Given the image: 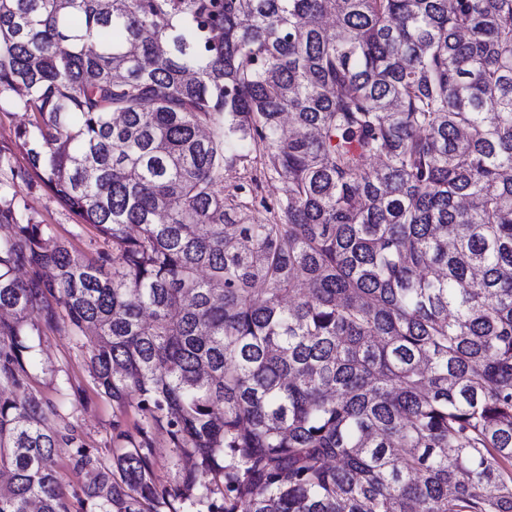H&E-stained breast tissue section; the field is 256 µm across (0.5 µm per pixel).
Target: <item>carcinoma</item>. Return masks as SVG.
<instances>
[{
	"instance_id": "cac0c4a2",
	"label": "carcinoma",
	"mask_w": 512,
	"mask_h": 512,
	"mask_svg": "<svg viewBox=\"0 0 512 512\" xmlns=\"http://www.w3.org/2000/svg\"><path fill=\"white\" fill-rule=\"evenodd\" d=\"M12 97L105 248L0 187V512H72L62 442L80 512H512V0H0ZM33 312L143 417L112 463L46 429ZM153 470L158 485L174 487L181 481L180 469L175 465L174 448L163 429L155 428L151 434ZM72 448L62 445L57 448L54 456L55 469L57 470L61 482V486L66 496L69 498L72 504V510L79 509L77 497L81 495L80 486L83 482L82 475L77 474L73 471L70 465V455Z\"/></svg>"
}]
</instances>
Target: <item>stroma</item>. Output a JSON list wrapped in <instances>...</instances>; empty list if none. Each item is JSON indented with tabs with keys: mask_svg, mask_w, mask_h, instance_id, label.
<instances>
[{
	"mask_svg": "<svg viewBox=\"0 0 512 512\" xmlns=\"http://www.w3.org/2000/svg\"><path fill=\"white\" fill-rule=\"evenodd\" d=\"M28 120V113L13 104H0V150L10 154L9 163L0 166V184L8 187L23 213L51 225L75 254L93 257L97 248L95 231L79 224L77 217L48 189L13 176L14 171L28 166L25 152L16 145V133ZM28 342L35 353L34 364L27 367L28 387L39 398L60 407L59 416L50 419V427L58 430L73 425L83 442L96 449L106 462L111 461L113 452L125 447L127 439L137 438L141 423L137 411L132 407L117 409L97 393L89 372V352L77 344L74 336L60 327H45ZM151 437L157 484H179L181 472L166 432L157 428Z\"/></svg>",
	"mask_w": 512,
	"mask_h": 512,
	"instance_id": "1",
	"label": "stroma"
}]
</instances>
